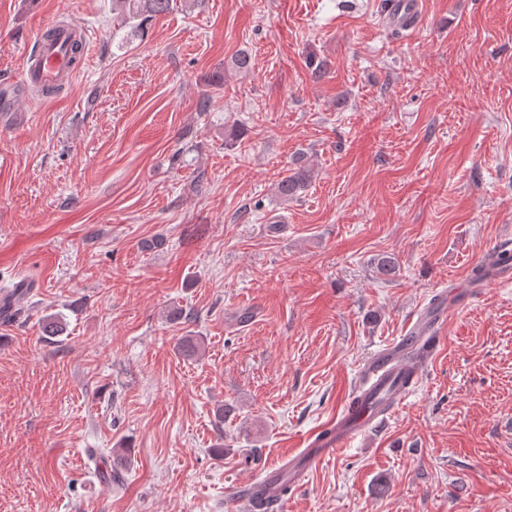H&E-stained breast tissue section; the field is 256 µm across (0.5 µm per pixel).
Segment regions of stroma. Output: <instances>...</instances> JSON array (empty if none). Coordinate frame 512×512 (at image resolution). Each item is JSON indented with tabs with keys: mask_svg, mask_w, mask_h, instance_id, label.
Here are the masks:
<instances>
[{
	"mask_svg": "<svg viewBox=\"0 0 512 512\" xmlns=\"http://www.w3.org/2000/svg\"><path fill=\"white\" fill-rule=\"evenodd\" d=\"M386 2L173 0L134 34L112 0H0V295L33 284L0 321V512H235L450 294L403 404L288 512H512V279L472 275L512 249V0H420L408 31ZM56 18L86 45L45 98L21 66ZM293 168L288 173L279 177L275 183V190L280 199L288 201L295 198L299 191L304 190L312 177L310 168L304 156H298L294 159Z\"/></svg>",
	"mask_w": 512,
	"mask_h": 512,
	"instance_id": "35a3bbf8",
	"label": "stroma"
}]
</instances>
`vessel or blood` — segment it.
Listing matches in <instances>:
<instances>
[{"mask_svg": "<svg viewBox=\"0 0 512 512\" xmlns=\"http://www.w3.org/2000/svg\"><path fill=\"white\" fill-rule=\"evenodd\" d=\"M49 28L55 29L56 36L50 41H38L37 48L28 56L22 69V79L26 84L43 88L53 86L57 80L70 77L73 68L70 64L68 46L77 24H64L56 20L49 21ZM448 317L447 309H440L421 326H414L410 335L401 342L376 353L364 370L367 390L389 389L390 403L405 399V388L392 387L391 382L398 377L416 379V368L407 354L410 346H419L430 350L436 344L439 326ZM375 420L374 415L366 411L350 410L336 420V428L326 437L309 434L305 440L306 456L317 462L333 455L338 448L345 446L360 432L365 431ZM228 499L234 504H245L248 512H262L268 498L279 496L280 488L277 472H269L263 479L246 481L242 491L228 489Z\"/></svg>", "mask_w": 512, "mask_h": 512, "instance_id": "vessel-or-blood-1", "label": "vessel or blood"}]
</instances>
